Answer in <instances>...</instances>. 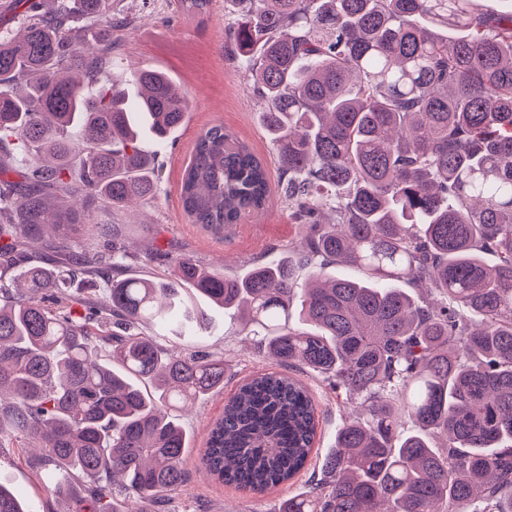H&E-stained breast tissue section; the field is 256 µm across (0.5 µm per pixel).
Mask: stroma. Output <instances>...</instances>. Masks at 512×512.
Listing matches in <instances>:
<instances>
[{"instance_id": "1", "label": "stroma", "mask_w": 512, "mask_h": 512, "mask_svg": "<svg viewBox=\"0 0 512 512\" xmlns=\"http://www.w3.org/2000/svg\"><path fill=\"white\" fill-rule=\"evenodd\" d=\"M113 14L129 16L133 26L113 31L116 47L109 72L114 77L141 68L165 71L189 94L184 124L159 150L160 192L156 199L139 209L114 215V226L97 230L83 225L70 236H47L41 247L42 258L54 264L57 255L74 241L102 242L119 235L130 250L155 243L172 254L189 253L203 263L239 272L258 260L287 252L298 238L288 205L280 195H272L267 210L257 218L237 225L224 240L213 238L184 216L180 199L181 172L189 160L201 129L224 124L248 139L264 156H271L269 138L258 120L261 103L240 71L238 61L224 48V0H214L204 20H189L174 9L172 0H112ZM210 332L198 337L166 336L168 344L195 349H220L226 362L224 388L210 393L184 409L181 420L190 435L186 466L189 481L171 494L168 512H279L288 495L309 491L319 469L316 465L335 440L336 429L345 419L358 416L359 400L337 396L325 379L305 375L318 405V436L313 449V465L308 466L290 485L261 494L243 492L212 480L202 469L200 457L206 446L211 424L224 411V400L238 384L260 370L274 368L275 362L247 336L243 324L213 313ZM0 477L15 495L31 504L34 512H61V506L47 497L44 477L25 461L20 449H0Z\"/></svg>"}]
</instances>
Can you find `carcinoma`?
<instances>
[{
    "label": "carcinoma",
    "instance_id": "carcinoma-1",
    "mask_svg": "<svg viewBox=\"0 0 512 512\" xmlns=\"http://www.w3.org/2000/svg\"><path fill=\"white\" fill-rule=\"evenodd\" d=\"M226 48L261 100L301 240L239 277L192 255L90 243L54 269L18 264L47 225L88 224L158 194V156L189 99L159 69L129 101L107 68L111 0H42L0 32V447L36 443L63 512L163 508L185 485L177 412L224 387V353L160 339L203 324L188 287L241 319L280 366L362 401L328 477L280 512H512V12L475 0H236ZM213 0H178L203 17ZM268 162L234 130L200 131L180 199L225 239L271 197ZM165 261L168 277L107 276ZM355 268L358 278L329 273ZM87 282L100 294L80 297ZM112 347L117 364L98 362ZM149 380L153 391L141 383ZM416 426L403 433V419ZM318 434L300 378L264 370L211 426L210 477L262 493ZM0 512H34L0 483Z\"/></svg>",
    "mask_w": 512,
    "mask_h": 512
}]
</instances>
